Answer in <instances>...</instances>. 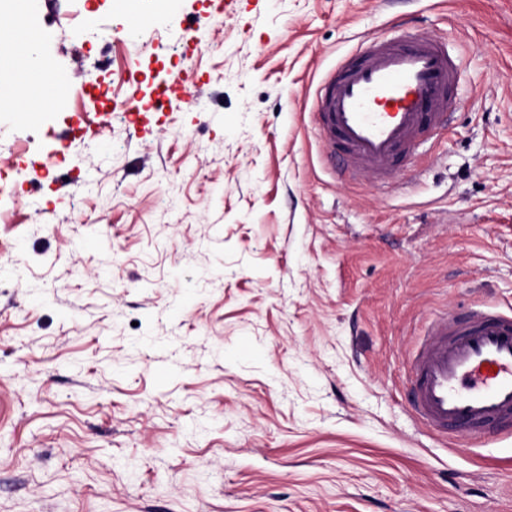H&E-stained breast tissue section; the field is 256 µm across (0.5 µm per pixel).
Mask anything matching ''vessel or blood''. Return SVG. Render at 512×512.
Segmentation results:
<instances>
[{
    "instance_id": "obj_1",
    "label": "vessel or blood",
    "mask_w": 512,
    "mask_h": 512,
    "mask_svg": "<svg viewBox=\"0 0 512 512\" xmlns=\"http://www.w3.org/2000/svg\"><path fill=\"white\" fill-rule=\"evenodd\" d=\"M459 63L428 35L381 38L344 55L313 93L314 130L339 182L392 186L423 135L450 124ZM409 407L441 437L512 431V310L477 301L431 312L407 361Z\"/></svg>"
}]
</instances>
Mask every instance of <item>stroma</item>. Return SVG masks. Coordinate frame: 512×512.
Returning a JSON list of instances; mask_svg holds the SVG:
<instances>
[{
    "label": "stroma",
    "instance_id": "1",
    "mask_svg": "<svg viewBox=\"0 0 512 512\" xmlns=\"http://www.w3.org/2000/svg\"><path fill=\"white\" fill-rule=\"evenodd\" d=\"M114 2L40 0L67 104L0 108V512H512V436L447 443L405 387L431 309L512 310V0ZM399 24L459 58L456 117L337 184L314 85Z\"/></svg>",
    "mask_w": 512,
    "mask_h": 512
}]
</instances>
